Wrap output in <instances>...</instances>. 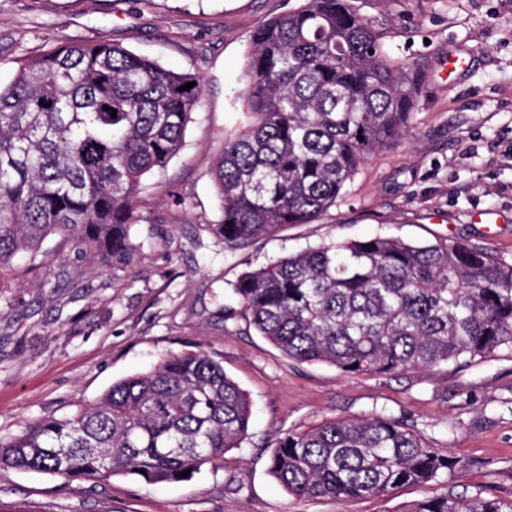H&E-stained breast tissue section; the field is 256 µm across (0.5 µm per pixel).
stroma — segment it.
<instances>
[{"label": "stroma", "mask_w": 512, "mask_h": 512, "mask_svg": "<svg viewBox=\"0 0 512 512\" xmlns=\"http://www.w3.org/2000/svg\"><path fill=\"white\" fill-rule=\"evenodd\" d=\"M389 52L423 73L406 132L368 160L326 214L230 253L208 232L222 219L213 167L241 108L253 33L298 0H0V84L15 62L101 38L204 86L184 143L148 177L130 264L49 262L0 294V437L94 404L112 383L169 355L204 350L248 394L252 418L224 466L179 484L115 476L74 481L0 471V512H403L450 491L512 497V353L467 367L348 377L297 365L245 319L231 288L245 271L310 245L395 236L467 241L512 262V0H351ZM469 57L445 75L448 54ZM404 419L464 465L445 483L385 497L304 502L269 473L270 445L326 418Z\"/></svg>", "instance_id": "obj_1"}]
</instances>
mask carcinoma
<instances>
[{"mask_svg": "<svg viewBox=\"0 0 512 512\" xmlns=\"http://www.w3.org/2000/svg\"><path fill=\"white\" fill-rule=\"evenodd\" d=\"M251 44L243 119L224 134L213 169L226 251L336 205L360 166L403 135L421 86L417 68L391 57L349 0H302ZM201 94L199 75L107 39L18 60L0 86V288L11 287L17 255L32 267L49 255L51 235L78 255L125 263L143 179L177 154ZM232 294L285 357L347 376L512 351V264L469 242L375 236L309 246L244 272ZM250 418L249 397L222 361L203 350L172 354L94 405L0 439V470L178 484L186 470L223 466ZM461 465L391 416L331 417L279 438L269 472L297 499L341 503L437 482ZM404 512H512V498L445 492Z\"/></svg>", "mask_w": 512, "mask_h": 512, "instance_id": "obj_1", "label": "carcinoma"}]
</instances>
